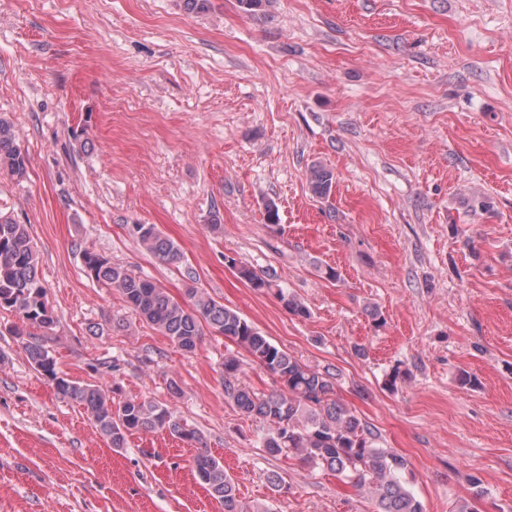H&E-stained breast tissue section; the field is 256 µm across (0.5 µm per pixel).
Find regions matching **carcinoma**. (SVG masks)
I'll list each match as a JSON object with an SVG mask.
<instances>
[{
  "label": "carcinoma",
  "mask_w": 512,
  "mask_h": 512,
  "mask_svg": "<svg viewBox=\"0 0 512 512\" xmlns=\"http://www.w3.org/2000/svg\"><path fill=\"white\" fill-rule=\"evenodd\" d=\"M29 158L17 141L13 124L0 117V173L21 179ZM311 192L330 196L336 177L321 165L309 170ZM140 243L170 266H179L184 253L177 242L153 224H137ZM82 262L88 275L114 288L139 318L166 336L181 350L192 353L204 336V327L244 349L259 367L276 376L281 388L270 392L254 389L238 379L241 363L232 353L224 355V397L248 417L272 425L264 447L273 456L291 455L335 473L359 490L368 491L376 512H425L423 503L405 477L408 461L380 446L379 436L356 412L336 397L331 367H312L273 344L259 328L237 310L226 307L194 287L186 289L191 304L175 301L162 285L110 263L92 249ZM237 275L258 290L273 284L241 263ZM289 313L306 317L309 309L298 298L278 290ZM14 313L30 327L12 328L23 342L33 367L53 381L58 396L83 406L112 447L122 448L127 436L137 432L167 431L197 445L195 468L209 494L224 512H243L234 481L224 464L204 445L201 433L176 417L168 405L126 399L112 405L109 391L101 385L81 383L57 370L54 355L34 336L46 334L57 322L46 300V288L38 275V254L28 226L0 213V310Z\"/></svg>",
  "instance_id": "cac0c4a2"
}]
</instances>
